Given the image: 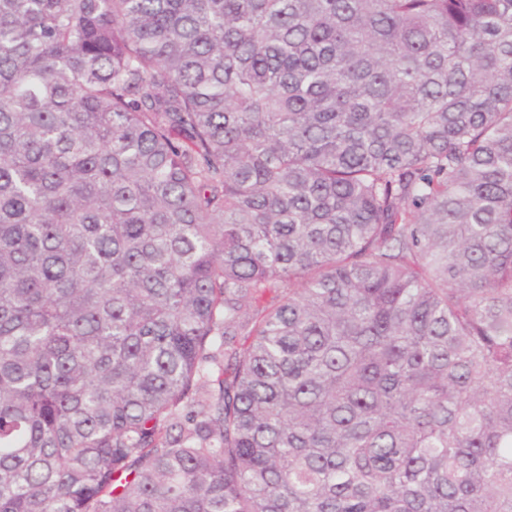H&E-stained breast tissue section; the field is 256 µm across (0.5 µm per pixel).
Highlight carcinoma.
I'll use <instances>...</instances> for the list:
<instances>
[{"mask_svg": "<svg viewBox=\"0 0 512 512\" xmlns=\"http://www.w3.org/2000/svg\"><path fill=\"white\" fill-rule=\"evenodd\" d=\"M0 512H512V0H0Z\"/></svg>", "mask_w": 512, "mask_h": 512, "instance_id": "1", "label": "carcinoma"}]
</instances>
